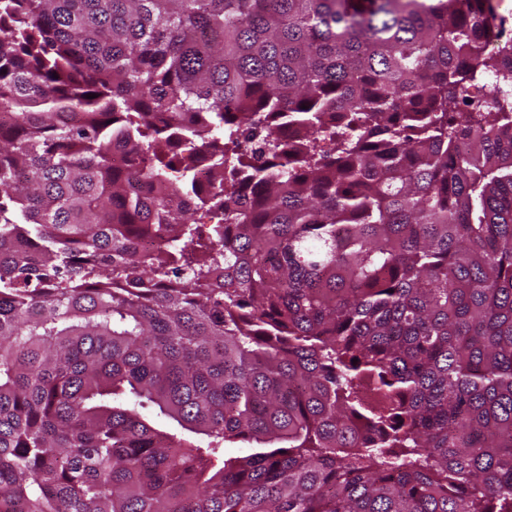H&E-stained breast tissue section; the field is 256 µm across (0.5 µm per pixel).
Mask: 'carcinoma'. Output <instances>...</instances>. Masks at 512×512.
<instances>
[{"instance_id":"1","label":"carcinoma","mask_w":512,"mask_h":512,"mask_svg":"<svg viewBox=\"0 0 512 512\" xmlns=\"http://www.w3.org/2000/svg\"><path fill=\"white\" fill-rule=\"evenodd\" d=\"M349 2L0 0V512H512V38Z\"/></svg>"}]
</instances>
